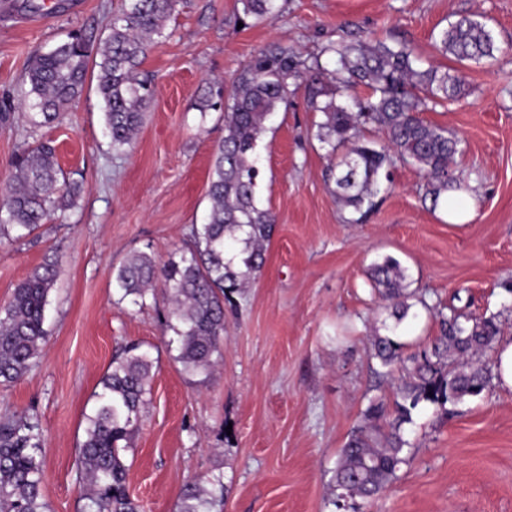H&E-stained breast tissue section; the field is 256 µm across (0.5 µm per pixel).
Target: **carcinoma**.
<instances>
[{"mask_svg":"<svg viewBox=\"0 0 512 512\" xmlns=\"http://www.w3.org/2000/svg\"><path fill=\"white\" fill-rule=\"evenodd\" d=\"M240 3L244 17L257 22L279 14L277 0ZM177 5L178 0H123L98 43L75 32L56 47L35 53L25 79L29 107L46 123L58 120L80 95L92 63L98 67L105 130L112 149L123 150L154 97L152 79L139 71L142 59L148 46L164 36ZM436 47L460 63L492 59L498 50L486 22L474 16H462L442 30ZM321 54L335 61L334 70L280 44L251 57L233 78L224 102V136L215 148L205 223L193 225L179 259L159 265L151 255L136 252L112 272L121 301L129 298L143 306L162 286L168 304L164 327L177 336L175 360L189 373L207 376L223 357L225 310L237 307L236 296L251 286L264 265L277 217L256 197L259 144L267 122L288 108L300 87H305L312 109L324 116L317 138L330 157L328 179L335 184L337 201L360 214L353 222L372 211L397 161L423 172L425 196L434 207L448 192L463 189L450 170L462 153V140L420 117L431 106L463 98L454 70L423 67L406 44L391 46L354 34L327 44ZM360 85L368 90L364 97L353 95ZM369 126L383 131L385 142L366 139ZM14 168L12 184L0 191L3 237L30 235L80 197L78 183L60 179L55 148L48 142L21 150ZM369 279L394 319L390 333L376 330L370 336L369 356L378 360L382 375L398 371L402 377L392 402L369 401L338 453L332 500L338 509L348 500L379 495L408 462L411 443L404 425L413 423L422 405L443 409L489 390L491 374L481 357L500 333L494 315L476 316L453 305L446 311L436 308L439 335L406 355L397 330L414 307L410 299L427 310L430 306L424 296L408 290L405 269L392 256L375 262ZM55 281L53 265L37 268L0 306L1 382L19 380L39 359L48 338L46 308ZM153 368L150 352L135 343L112 357L78 448L77 477L85 488L82 512H140L127 491V452L151 400ZM43 446L36 415L21 411L0 417V512H47ZM223 502L224 473L212 470L183 486L176 512H215Z\"/></svg>","mask_w":512,"mask_h":512,"instance_id":"1","label":"carcinoma"}]
</instances>
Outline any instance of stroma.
Instances as JSON below:
<instances>
[{"label":"stroma","mask_w":512,"mask_h":512,"mask_svg":"<svg viewBox=\"0 0 512 512\" xmlns=\"http://www.w3.org/2000/svg\"><path fill=\"white\" fill-rule=\"evenodd\" d=\"M0 0V186L11 183L23 148L51 142L64 175L82 182L76 205L17 240L0 242V305L35 268L57 265L48 339L37 364L0 385V414L33 410L44 429L43 493L49 512H78L76 449L85 413L116 349L142 343L155 360L152 400L128 454V489L143 512H176L184 484L224 472L223 512H337L336 459L370 398H392L368 355L373 328L392 325L368 279L390 255L410 290L425 296L398 334L406 353L436 335L432 307L460 304L499 316L512 340V0H281L273 22L240 25L239 0H180L163 38L142 64L155 94L131 146L105 134L96 69L70 112L44 124L27 106L29 59L83 32L92 40L123 0ZM483 14L495 60L460 65L466 94L424 114L463 140L452 173L476 183L467 220L424 203L426 179L402 163L362 223H352L325 178L316 137L322 113L304 92L269 121L257 198L277 217L266 262L227 311L224 357L199 385L175 359L163 327L166 301L116 303L113 267L137 251L157 263L176 256L209 208L214 146L224 112L199 111L211 80L230 84L259 50L283 43L312 57L346 33L402 42L441 68L456 65L435 42L448 23ZM410 459L377 499L356 512H512V389L493 383L480 397L435 410L407 427Z\"/></svg>","instance_id":"obj_1"}]
</instances>
